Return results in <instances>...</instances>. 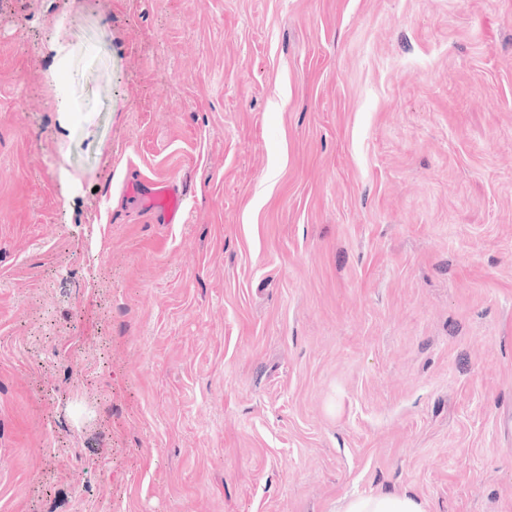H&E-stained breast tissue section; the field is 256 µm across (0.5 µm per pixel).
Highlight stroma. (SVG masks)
<instances>
[{
  "instance_id": "obj_1",
  "label": "stroma",
  "mask_w": 512,
  "mask_h": 512,
  "mask_svg": "<svg viewBox=\"0 0 512 512\" xmlns=\"http://www.w3.org/2000/svg\"><path fill=\"white\" fill-rule=\"evenodd\" d=\"M405 491L512 512V0H0V512ZM140 184L144 188L140 187ZM126 195L144 209L153 211L162 217L166 224L181 222L183 215V191L170 182L130 181L126 186Z\"/></svg>"
}]
</instances>
